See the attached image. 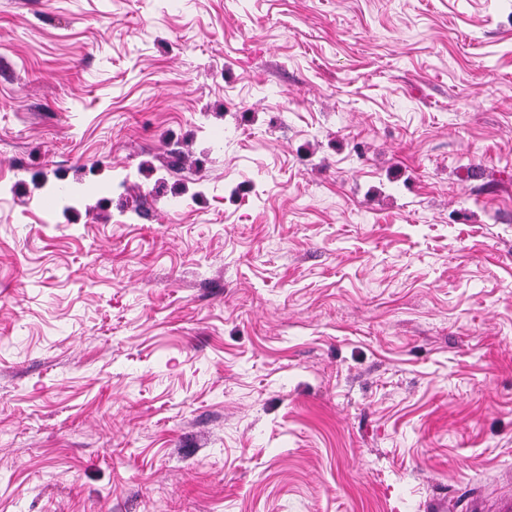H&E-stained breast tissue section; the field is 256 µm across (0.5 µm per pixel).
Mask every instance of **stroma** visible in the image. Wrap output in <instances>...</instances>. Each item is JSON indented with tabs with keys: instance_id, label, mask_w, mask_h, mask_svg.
<instances>
[{
	"instance_id": "35a3bbf8",
	"label": "stroma",
	"mask_w": 512,
	"mask_h": 512,
	"mask_svg": "<svg viewBox=\"0 0 512 512\" xmlns=\"http://www.w3.org/2000/svg\"><path fill=\"white\" fill-rule=\"evenodd\" d=\"M510 474L512 0H0V512Z\"/></svg>"
}]
</instances>
